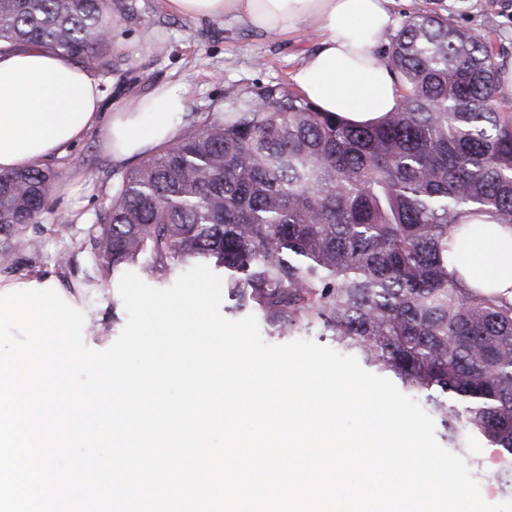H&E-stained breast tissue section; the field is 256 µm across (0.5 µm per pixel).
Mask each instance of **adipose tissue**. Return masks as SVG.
<instances>
[{"mask_svg": "<svg viewBox=\"0 0 512 512\" xmlns=\"http://www.w3.org/2000/svg\"><path fill=\"white\" fill-rule=\"evenodd\" d=\"M393 0H168L189 18L232 17L266 33L305 26L321 34L295 81L321 111L364 123L394 111L400 88L377 53L395 23ZM99 77L63 51L27 45L0 55V174L56 159L90 134L121 162L171 141L186 102L163 85L151 94L103 110ZM448 264L474 287L512 300V228L452 243Z\"/></svg>", "mask_w": 512, "mask_h": 512, "instance_id": "adipose-tissue-1", "label": "adipose tissue"}]
</instances>
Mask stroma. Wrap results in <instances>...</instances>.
Wrapping results in <instances>:
<instances>
[{
  "instance_id": "1",
  "label": "stroma",
  "mask_w": 512,
  "mask_h": 512,
  "mask_svg": "<svg viewBox=\"0 0 512 512\" xmlns=\"http://www.w3.org/2000/svg\"><path fill=\"white\" fill-rule=\"evenodd\" d=\"M134 11L117 15L112 26V56L118 65L102 76L104 104L151 93L157 86H178L186 109L179 130L202 125L239 100H256L270 90L296 91L294 75L320 38L311 29L287 35L258 32L229 18L192 19L170 11L165 0H132ZM396 24L412 15L432 13L457 27L490 35L497 61L512 60V0H394ZM61 181L90 180L91 193L50 192L41 223L10 235L0 233V263L5 281L48 280L55 288L77 290L76 309L85 315L83 339L96 350L108 348L124 327L122 303L112 300V275L88 248L95 212L106 208L116 184V165L96 136H89L52 162Z\"/></svg>"
}]
</instances>
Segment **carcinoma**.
Returning a JSON list of instances; mask_svg holds the SVG:
<instances>
[{"instance_id": "1", "label": "carcinoma", "mask_w": 512, "mask_h": 512, "mask_svg": "<svg viewBox=\"0 0 512 512\" xmlns=\"http://www.w3.org/2000/svg\"><path fill=\"white\" fill-rule=\"evenodd\" d=\"M126 0H0V54L61 50L111 72ZM399 107L368 123L297 95L235 103L120 174L95 214L92 254L112 278L171 286L189 266L224 272L226 310L268 336H327L390 379L470 457L497 449L512 497V301L448 271L449 241L489 215L512 227V99L491 40L408 17L382 54ZM59 172L0 174V232L37 224Z\"/></svg>"}]
</instances>
